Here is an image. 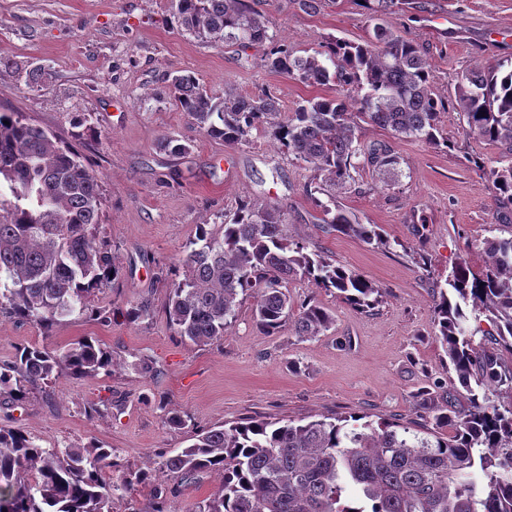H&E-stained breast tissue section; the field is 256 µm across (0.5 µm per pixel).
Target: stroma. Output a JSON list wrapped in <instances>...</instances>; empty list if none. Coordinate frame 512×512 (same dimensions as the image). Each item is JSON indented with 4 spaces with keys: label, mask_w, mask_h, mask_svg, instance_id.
I'll use <instances>...</instances> for the list:
<instances>
[{
    "label": "stroma",
    "mask_w": 512,
    "mask_h": 512,
    "mask_svg": "<svg viewBox=\"0 0 512 512\" xmlns=\"http://www.w3.org/2000/svg\"><path fill=\"white\" fill-rule=\"evenodd\" d=\"M279 43L297 56L331 39L353 43L372 31L357 0H250ZM421 45L435 93L455 101L461 77L474 68L512 63V0H406L385 16ZM269 45L244 48L200 38L172 25L169 0H0V108L23 112L76 146L102 176L98 237L119 273L95 291L93 306L115 310L112 322L65 318L51 335L0 317V364L22 344L62 349L85 337L109 348L111 377L60 376L25 405L0 407V426L22 428L45 448L94 442L114 449L123 469L144 468L149 454L187 447L195 430L250 419L309 421L359 414L399 423L419 435L435 431L438 414L466 406V391L436 338L433 299L460 263L484 266L483 242L512 228V202L499 197L475 166H498L502 145L465 131L456 109L440 115L448 143L398 140L365 124L362 143L390 145L401 158L398 185L372 190L360 171V191L338 195L363 223L379 225L388 242L366 244L324 231L322 213L304 191L313 173L279 150L265 130L229 147L205 136L174 101L170 75L193 73L214 94L268 91L282 111L334 94L271 71ZM41 69L39 83L28 73ZM185 140L175 156L160 142ZM266 201L284 213L293 237L326 253L382 288L370 312L297 279L294 302L316 296L334 322L315 338L285 326L276 336L257 327L252 295H244L223 341L196 345L175 336L166 319L170 288L159 268L177 262L200 224H220L245 201ZM148 300L152 318L131 324L127 300ZM150 356L157 375L129 367ZM429 391L430 400L420 398ZM107 403L101 413L90 405ZM182 417V425L168 421Z\"/></svg>",
    "instance_id": "stroma-1"
}]
</instances>
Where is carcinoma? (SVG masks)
I'll use <instances>...</instances> for the list:
<instances>
[{"label":"carcinoma","mask_w":512,"mask_h":512,"mask_svg":"<svg viewBox=\"0 0 512 512\" xmlns=\"http://www.w3.org/2000/svg\"><path fill=\"white\" fill-rule=\"evenodd\" d=\"M184 31L243 48L274 42L265 18L248 0H171ZM264 66L303 83H334L336 95L306 100L283 117L269 92L247 97L227 88L213 95L192 74L171 80L181 110L206 136L227 146L271 129L281 148L323 177L329 203L315 199L323 229L364 243H385L376 224H363L336 204L334 191L349 190L353 173L371 169L378 182H399L401 157L386 144L361 145L360 122L404 139L435 145L440 113L422 49L392 25H374L363 44L335 40L326 49L295 57L278 45ZM456 109L470 132L508 148L512 159V67L473 69L461 77ZM499 195L512 200V162L488 171ZM99 172L79 151L18 112L0 110V315L49 332L74 314L100 322L112 312L90 305L94 290L118 274L112 254L97 243ZM478 274L463 262L434 300L437 339L469 392L455 412L453 434L421 437L409 428L355 424L323 417L283 425L250 420L194 434L177 452L162 450L146 468L126 473L113 449L97 444L43 448L16 428L0 427V512H112V504L138 486H152L151 512H175L181 488L218 473L220 486L195 512H512V404L492 396L512 394V235L484 242ZM303 279L334 291L361 311L382 290L355 270L307 251L289 234L277 207L247 201L222 224H199L174 271L166 318L182 339L207 344L224 339L235 321L239 295L254 293V319L268 336L287 322L296 335L315 338L333 324L315 299L300 305L285 291ZM485 316L490 329L475 343L469 316ZM152 316L150 303L129 302L123 317ZM112 351L85 338L58 353L22 345L0 365V397L23 403L31 390L65 375L112 376Z\"/></svg>","instance_id":"cac0c4a2"}]
</instances>
